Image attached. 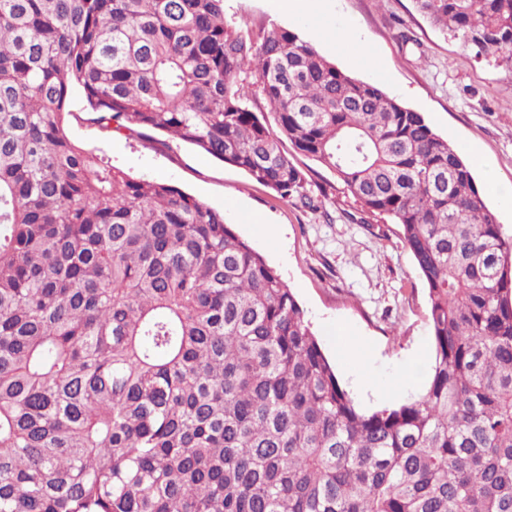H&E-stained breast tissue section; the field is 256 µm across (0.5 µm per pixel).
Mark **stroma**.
Returning a JSON list of instances; mask_svg holds the SVG:
<instances>
[{
    "mask_svg": "<svg viewBox=\"0 0 512 512\" xmlns=\"http://www.w3.org/2000/svg\"><path fill=\"white\" fill-rule=\"evenodd\" d=\"M227 18L259 29L301 30L354 77L379 85L423 115L472 167L512 189V71L475 58L433 27L414 0H315L290 15L280 0H224ZM66 118L71 137L135 177L171 183L224 214L237 235L282 276L323 351L358 405L372 410L420 394L433 343L427 291L387 218L352 220L356 207L327 170L298 165L326 196L315 207L284 201L244 171L172 136L108 134L92 122L81 91ZM263 222H255V214Z\"/></svg>",
    "mask_w": 512,
    "mask_h": 512,
    "instance_id": "stroma-1",
    "label": "stroma"
}]
</instances>
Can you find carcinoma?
<instances>
[{
  "label": "carcinoma",
  "instance_id": "cac0c4a2",
  "mask_svg": "<svg viewBox=\"0 0 512 512\" xmlns=\"http://www.w3.org/2000/svg\"><path fill=\"white\" fill-rule=\"evenodd\" d=\"M414 2L512 71V0ZM75 88L103 130L311 208L301 154L391 218L428 294L423 393L360 410L224 213L71 139ZM0 512H512V235L470 166L224 0H0Z\"/></svg>",
  "mask_w": 512,
  "mask_h": 512
}]
</instances>
